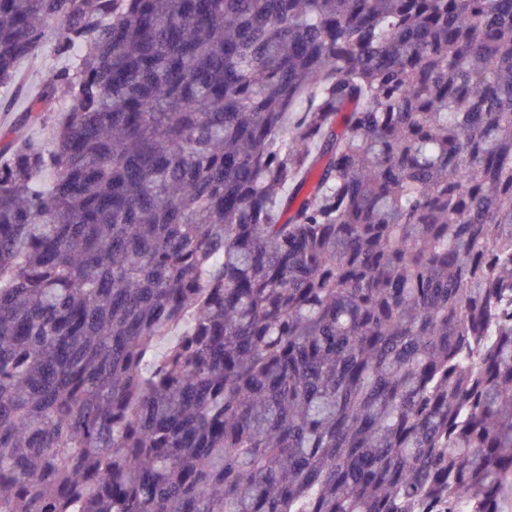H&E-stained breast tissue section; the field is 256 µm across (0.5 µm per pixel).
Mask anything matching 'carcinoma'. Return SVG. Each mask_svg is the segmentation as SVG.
Instances as JSON below:
<instances>
[{"label": "carcinoma", "mask_w": 512, "mask_h": 512, "mask_svg": "<svg viewBox=\"0 0 512 512\" xmlns=\"http://www.w3.org/2000/svg\"><path fill=\"white\" fill-rule=\"evenodd\" d=\"M0 512H503L512 0H0ZM67 64L68 61L64 57L55 55L50 47H47L36 58L26 60L21 64L20 73L23 85L15 93L11 111L0 112V131L4 133L13 130L2 140V144H6L10 139L21 134L35 140L48 136L55 117L54 112L60 109L58 102L55 99L49 102L44 112H41L40 119L35 123H31L26 118L25 110L30 100L38 94L43 74L48 70L59 69Z\"/></svg>", "instance_id": "carcinoma-1"}]
</instances>
